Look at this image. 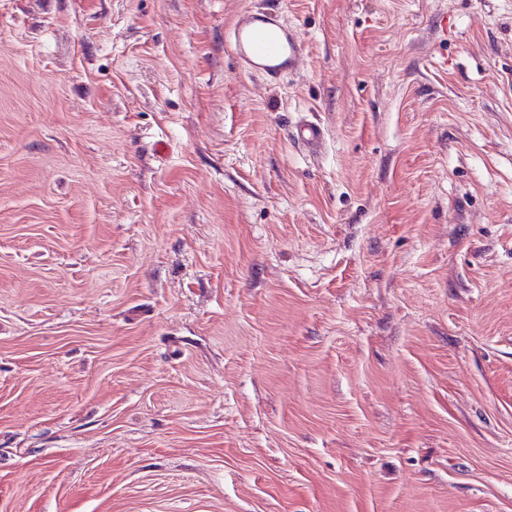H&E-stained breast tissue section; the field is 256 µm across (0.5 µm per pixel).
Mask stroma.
I'll return each instance as SVG.
<instances>
[{
  "label": "stroma",
  "instance_id": "obj_1",
  "mask_svg": "<svg viewBox=\"0 0 512 512\" xmlns=\"http://www.w3.org/2000/svg\"><path fill=\"white\" fill-rule=\"evenodd\" d=\"M248 3L0 0V512H512V0ZM271 1H253L237 15L228 30V47L238 71L278 85L296 73L304 44ZM293 141L299 148L311 152L321 148L326 140V131L318 122L303 117L297 122Z\"/></svg>",
  "mask_w": 512,
  "mask_h": 512
}]
</instances>
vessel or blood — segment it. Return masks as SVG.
I'll use <instances>...</instances> for the list:
<instances>
[{
  "label": "vessel or blood",
  "mask_w": 512,
  "mask_h": 512,
  "mask_svg": "<svg viewBox=\"0 0 512 512\" xmlns=\"http://www.w3.org/2000/svg\"><path fill=\"white\" fill-rule=\"evenodd\" d=\"M228 47L238 71L268 85L294 75L304 51L302 40L271 0H253L237 15L228 30ZM325 140L326 131L319 122L298 121L293 138L298 147L311 152Z\"/></svg>",
  "instance_id": "b4317fda"
}]
</instances>
